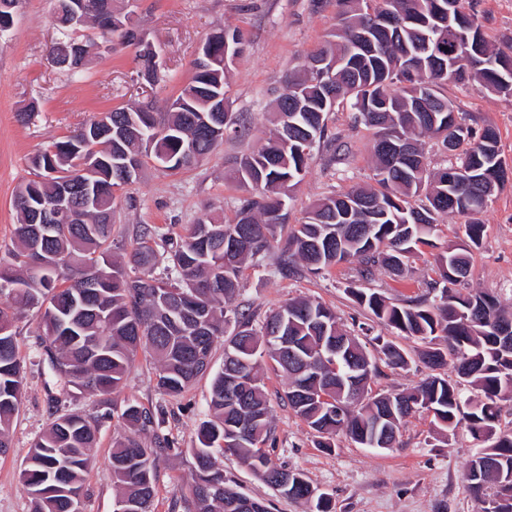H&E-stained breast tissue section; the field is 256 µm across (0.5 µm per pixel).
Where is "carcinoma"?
I'll use <instances>...</instances> for the list:
<instances>
[{
  "mask_svg": "<svg viewBox=\"0 0 512 512\" xmlns=\"http://www.w3.org/2000/svg\"><path fill=\"white\" fill-rule=\"evenodd\" d=\"M56 0L55 24L60 38L51 53L69 56L70 5ZM87 21L100 37L116 34L138 44L135 25L112 27V0H84ZM339 23L332 39L307 54L300 69L288 75L285 92L276 99V128L257 149L235 158L227 178L251 193L239 199L235 216L208 215L186 229L180 243L157 248L151 228L141 229L127 261L112 257L115 188L136 182L147 160L169 158L165 168L180 171L198 164L219 141L208 136L213 122L211 99L226 96L232 62L209 71L197 70L190 82L159 114L151 104L103 112L73 134L31 159L36 178L18 188V213L11 244L0 251V455L10 448V426L25 385L14 323L27 309L41 313V341L62 390L99 397L105 411H80L55 417L30 448L21 479L32 512H76L84 498L85 476L95 464L92 449L102 423L117 417L121 431L112 437V481L117 509L150 512L158 480L156 459L170 450L158 435L166 411H151L134 402L119 406L133 358L140 350L156 358L157 388L180 396L198 378L212 374L209 410L194 449L195 470L188 493L181 494L183 512H269L260 499L239 492L224 476L216 455L229 452L241 466L270 487L277 476L300 477L278 493L304 499L311 482L296 469L274 462L269 400L258 379L260 359L288 380L284 399L317 437L319 448L332 447L340 434L362 448L373 437L377 416L395 410V428L425 413L441 431L465 426L482 442L468 463L465 480L477 504L496 497L498 484L512 489V429L500 427V402L512 398V345L497 333L507 312L481 293H462L474 250L482 242L480 215L489 179L504 178L500 137L487 125L466 123L442 93L452 82L479 83L486 91L512 96V55L493 51L473 12L458 18L448 0H339ZM467 40L472 56H451L448 34ZM245 44L239 29H224V47L216 53L239 56ZM336 66V99H331L311 63L324 59ZM353 123L371 132L375 158L374 188L353 187L318 199L305 220L288 224V190L301 181L312 151L325 144L332 158L349 155L347 143L328 136V115L342 105ZM435 138L454 153L456 162L429 171L422 139ZM67 200L75 218L47 224L37 240L27 230L31 215ZM466 218V241L435 259L434 276L425 293L392 302L358 282L383 269L395 278L410 272L409 260L430 244L442 215ZM248 229L236 265L224 267V238ZM265 258L284 278L306 270L329 272L346 264L355 275L345 287L353 300L379 322L425 345L423 360L433 373L414 387L374 392L370 382L380 364L404 369L410 354L391 341L363 338L339 323L325 303L295 299L270 313L261 324L234 304L243 265ZM103 278L107 287L86 294L83 282ZM234 331L224 350L241 363L212 372L199 361L198 350L212 352L224 325ZM320 366L298 374L300 360ZM452 366L457 379L439 370ZM356 378L365 396H349ZM478 399L463 396L465 387ZM153 433L147 442L143 436Z\"/></svg>",
  "mask_w": 512,
  "mask_h": 512,
  "instance_id": "obj_1",
  "label": "carcinoma"
}]
</instances>
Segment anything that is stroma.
<instances>
[{
  "mask_svg": "<svg viewBox=\"0 0 512 512\" xmlns=\"http://www.w3.org/2000/svg\"><path fill=\"white\" fill-rule=\"evenodd\" d=\"M477 14L486 39L497 49H512V0H464ZM118 13L134 11L140 32L159 54L163 79L149 86L137 78L135 49L113 39L111 45L93 41L92 26L77 30L78 39H91L90 55L79 75L56 67L49 51L59 32L52 22L53 0H20L14 24L0 37V244L10 243L17 222L13 199L33 172L29 160L53 142L100 113L152 100L164 111L194 73V64L207 38L221 28H240L247 40L230 77V110L250 132L245 140H224L197 166L170 172L147 161L141 178L117 193L114 239L132 247L144 226L158 233L183 235L186 226L207 214L233 218L241 188L226 181L228 158L258 146L273 128L271 104L287 72L328 40L337 23V0H115ZM445 94L473 127L493 126L499 133L502 157L512 169V97L493 94L478 85H447ZM38 111L28 123L17 120L29 104ZM330 133L350 147L345 163L331 161L329 151L315 148L302 180L290 191L288 221H304L309 206L331 193L367 184L371 176V135L353 126L346 109L330 113ZM480 219L485 226L481 247L462 282L465 292H480L512 310V176L495 193ZM462 217L442 216L431 237L412 258V270L401 281L376 272L372 288L390 298L420 294L437 254L464 238ZM349 268L323 274L309 272L281 277L273 261L246 264L240 275L241 308L256 319L292 298L308 297L332 308L345 325L369 324L383 336L418 354L420 343L378 323L346 293ZM37 310L25 311L14 324L26 386L10 429L11 447L0 456V512H30V498L21 472L34 442L48 429L56 412L95 410L92 397H66L57 386L40 348ZM157 364L149 354L135 357L121 393L122 399L152 409L163 406L166 422L160 432L172 450L158 462V482L152 512H182L176 492L191 481V450L198 445V428L208 415L210 377L196 380L172 398L156 387ZM261 379L270 401L276 463L302 471L314 487L327 493L332 512H476L477 504L465 481L468 461L479 446L465 427L437 430L429 418L407 419L399 445L391 450L362 448L346 436L335 446L316 447L310 429L281 400L286 381L270 371ZM114 422H105L95 455L97 466L85 479L86 512H114L116 489L108 459ZM224 472L245 495L265 500L271 512H313L312 504L287 499L242 467L234 456L223 458Z\"/></svg>",
  "mask_w": 512,
  "mask_h": 512,
  "instance_id": "1",
  "label": "stroma"
}]
</instances>
